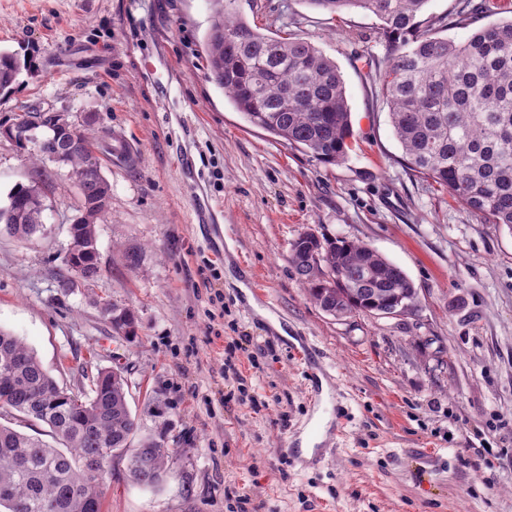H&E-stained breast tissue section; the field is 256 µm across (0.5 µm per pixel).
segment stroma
Returning a JSON list of instances; mask_svg holds the SVG:
<instances>
[{"instance_id": "obj_1", "label": "stroma", "mask_w": 512, "mask_h": 512, "mask_svg": "<svg viewBox=\"0 0 512 512\" xmlns=\"http://www.w3.org/2000/svg\"><path fill=\"white\" fill-rule=\"evenodd\" d=\"M261 32L312 41L345 82L353 139L324 164L251 126L211 80L208 0H0V49L28 55L0 119L39 110L122 137L101 274L64 290L70 167L0 137V206L37 184L44 226L0 231V329L60 387L122 367L141 430L177 449L153 489L123 460L104 512H512V232L409 170L365 57L379 20L307 0H236ZM364 243L416 290L401 316L328 315L287 261L302 233ZM137 252L136 267L123 254ZM132 309L136 335L105 304ZM335 394L311 459L288 452Z\"/></svg>"}]
</instances>
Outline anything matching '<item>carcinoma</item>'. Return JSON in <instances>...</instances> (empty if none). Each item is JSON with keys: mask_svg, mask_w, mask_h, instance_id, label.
<instances>
[{"mask_svg": "<svg viewBox=\"0 0 512 512\" xmlns=\"http://www.w3.org/2000/svg\"><path fill=\"white\" fill-rule=\"evenodd\" d=\"M236 0H209L206 35L212 81L247 121L324 163L347 157L353 137L346 87L336 62L311 41L261 33L233 8ZM339 16L351 9L382 22L386 54L370 55L389 107L394 134L411 170L433 180L490 224L512 232V17L477 28L463 42L439 35L448 17L423 25L429 0H309ZM29 65L0 50V95L11 93ZM52 131L37 147L42 159L65 153L79 178L78 221L72 225L74 262L89 281L100 275L91 251L110 187L94 151L95 136L57 126L56 114L25 112ZM37 185H18L0 207V224L31 239L43 223ZM291 264L309 296L329 315L375 313L410 304L416 291L405 272L363 243L304 232L291 243ZM112 327L134 334L127 308H105ZM0 407L49 427L52 442L0 424V512H103L99 476L90 472L105 449L125 461L128 477L157 488L171 473L174 452L140 430L122 368L102 369L90 392L58 385L35 352L0 329Z\"/></svg>", "mask_w": 512, "mask_h": 512, "instance_id": "cac0c4a2", "label": "carcinoma"}]
</instances>
